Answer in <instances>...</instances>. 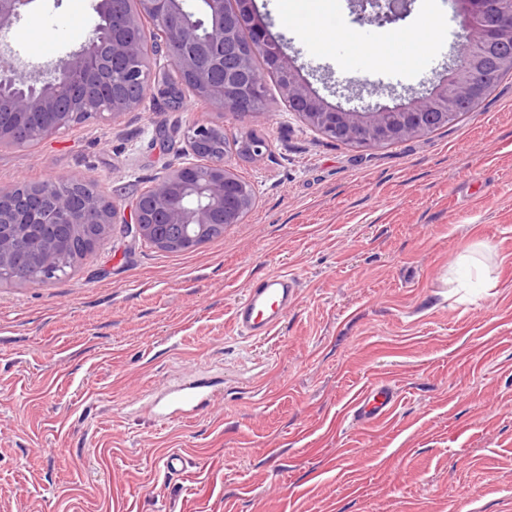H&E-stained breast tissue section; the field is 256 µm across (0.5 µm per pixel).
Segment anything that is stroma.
Listing matches in <instances>:
<instances>
[{"instance_id":"35a3bbf8","label":"stroma","mask_w":512,"mask_h":512,"mask_svg":"<svg viewBox=\"0 0 512 512\" xmlns=\"http://www.w3.org/2000/svg\"><path fill=\"white\" fill-rule=\"evenodd\" d=\"M329 103L387 107L424 95L453 66L461 17L414 0L404 31L435 17L447 37L410 74L360 67L396 32L330 0L370 34L310 49L277 0H253ZM93 0H34L10 33L15 58L45 66L79 49ZM133 111L91 118L25 146L0 145V190L94 174L126 207L183 160L191 126L247 133L269 148L234 158L257 190L242 223L186 252L132 241L113 225L50 284L0 287V512H512V77L448 127L370 149L307 128L266 73V112L170 102L161 68ZM487 279L450 271L475 244ZM286 270L301 288L266 339L237 330L252 279ZM221 388L170 424L140 405L181 380ZM391 413L353 417L369 386ZM189 465L165 476L162 459Z\"/></svg>"}]
</instances>
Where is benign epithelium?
<instances>
[{
	"label": "benign epithelium",
	"mask_w": 512,
	"mask_h": 512,
	"mask_svg": "<svg viewBox=\"0 0 512 512\" xmlns=\"http://www.w3.org/2000/svg\"><path fill=\"white\" fill-rule=\"evenodd\" d=\"M187 0H96L98 17L111 27H94L78 50L47 67H22L0 46V85L13 94L0 96V112L43 118L39 137L47 138L89 118L113 120L142 103L151 88L150 54L168 56L180 87L226 112L258 114L254 103L263 87L255 56H267L283 100L311 130L344 144L374 148L430 133L456 120L455 104L484 95L494 69L512 67V12L501 14L496 0H456L464 17L462 38L474 47L448 77L407 106L367 104L359 109L331 105L300 75L253 0H198L205 18H193ZM32 0H0V35L11 30ZM362 21L397 26L410 13L411 0H355ZM164 35L150 50L142 19ZM224 136L220 128L198 125L187 135L189 161L156 177L129 212L96 189V179H48L0 191V286L27 285V268L36 282L48 284L67 272L58 241L37 233L61 225L72 240L90 234L105 237L113 224H127L135 236L155 248L178 252L231 224H239L256 204L254 185L242 179L224 154L202 156V148ZM251 158L268 149L265 139L242 136Z\"/></svg>",
	"instance_id": "7a95c632"
}]
</instances>
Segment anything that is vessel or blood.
<instances>
[{
  "mask_svg": "<svg viewBox=\"0 0 512 512\" xmlns=\"http://www.w3.org/2000/svg\"><path fill=\"white\" fill-rule=\"evenodd\" d=\"M299 293V281L291 273L275 272L252 281L243 301L233 312L235 326L242 333L265 338L280 324ZM214 392L199 382L184 384L173 390L165 409L169 416L183 418L207 409ZM395 404L392 389L386 385L368 388L358 403L354 415L357 420L370 421L381 417Z\"/></svg>",
  "mask_w": 512,
  "mask_h": 512,
  "instance_id": "1",
  "label": "vessel or blood"
}]
</instances>
